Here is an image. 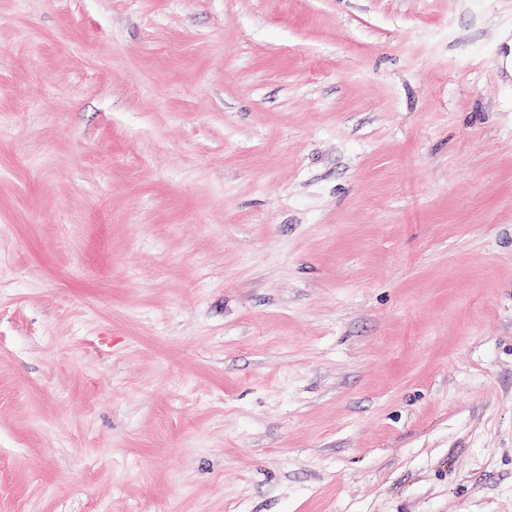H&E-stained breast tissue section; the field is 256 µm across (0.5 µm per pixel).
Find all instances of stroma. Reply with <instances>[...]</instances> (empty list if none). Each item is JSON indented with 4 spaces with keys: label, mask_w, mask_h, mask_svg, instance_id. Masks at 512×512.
I'll use <instances>...</instances> for the list:
<instances>
[{
    "label": "stroma",
    "mask_w": 512,
    "mask_h": 512,
    "mask_svg": "<svg viewBox=\"0 0 512 512\" xmlns=\"http://www.w3.org/2000/svg\"><path fill=\"white\" fill-rule=\"evenodd\" d=\"M0 512H512V0H0Z\"/></svg>",
    "instance_id": "1"
}]
</instances>
